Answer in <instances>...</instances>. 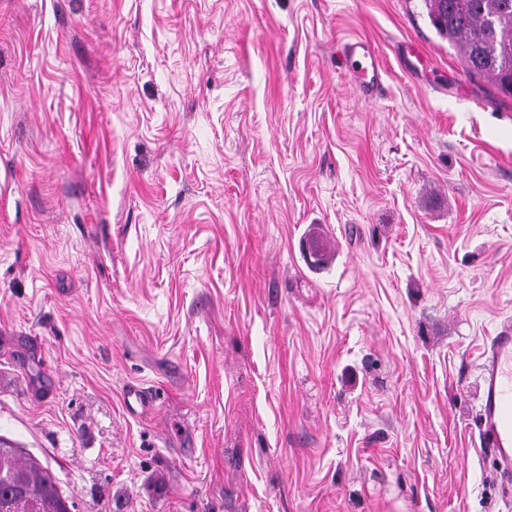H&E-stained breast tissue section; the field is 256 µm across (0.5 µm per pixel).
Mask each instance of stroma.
Segmentation results:
<instances>
[{
    "mask_svg": "<svg viewBox=\"0 0 512 512\" xmlns=\"http://www.w3.org/2000/svg\"><path fill=\"white\" fill-rule=\"evenodd\" d=\"M507 318L512 97L421 0H0V438L76 512H512ZM340 53L358 87L373 98L382 88L384 78V69L373 45L366 39L356 37L345 41ZM478 431L493 459L501 492L512 497V322L496 327L480 354Z\"/></svg>",
    "mask_w": 512,
    "mask_h": 512,
    "instance_id": "35a3bbf8",
    "label": "stroma"
}]
</instances>
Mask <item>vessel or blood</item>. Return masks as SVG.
I'll return each mask as SVG.
<instances>
[{"mask_svg":"<svg viewBox=\"0 0 512 512\" xmlns=\"http://www.w3.org/2000/svg\"><path fill=\"white\" fill-rule=\"evenodd\" d=\"M340 53L356 84L366 95L383 86L384 69L373 45L356 37L343 43ZM481 399L478 431L493 459L502 492L512 491V322L496 327L479 359Z\"/></svg>","mask_w":512,"mask_h":512,"instance_id":"obj_1","label":"vessel or blood"}]
</instances>
